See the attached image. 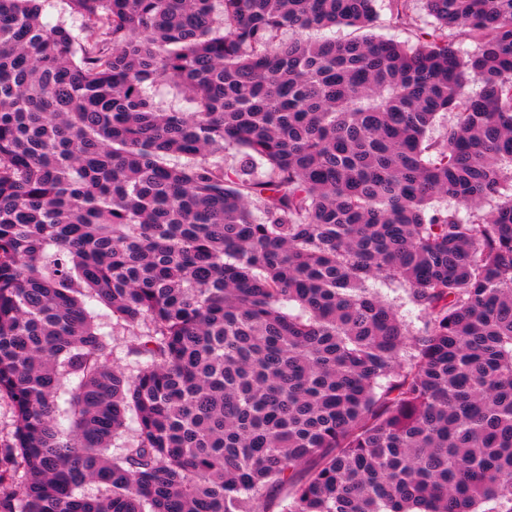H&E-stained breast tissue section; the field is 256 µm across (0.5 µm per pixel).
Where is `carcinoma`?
Returning a JSON list of instances; mask_svg holds the SVG:
<instances>
[{"label": "carcinoma", "instance_id": "carcinoma-1", "mask_svg": "<svg viewBox=\"0 0 512 512\" xmlns=\"http://www.w3.org/2000/svg\"><path fill=\"white\" fill-rule=\"evenodd\" d=\"M65 2L0 0V512H512V0ZM42 21L47 25H55L63 20L75 35L83 37L82 20L79 16L69 13L67 6L61 0H46ZM390 0H381L377 4L378 19L372 32L387 38H392L400 42L416 43L417 27H426V23L432 21L427 16L423 3L419 0H412L409 5V14L412 17L410 24H401L393 15ZM154 100L163 108L166 109H181L187 108L184 97L172 86L162 84L157 85L151 91ZM367 287L378 293L383 299L392 303L398 311L400 319L410 328L417 329L421 326L419 310L408 301L406 292L402 289L388 288L378 281H369ZM84 302L100 330L109 333L112 338V363L114 366L125 371L134 369L135 359L128 355V348L132 343L134 332L138 329L116 325V321H112L110 311L95 298L86 297Z\"/></svg>", "mask_w": 512, "mask_h": 512}]
</instances>
